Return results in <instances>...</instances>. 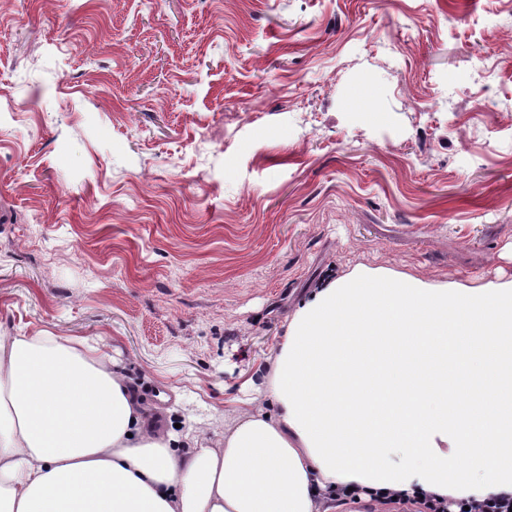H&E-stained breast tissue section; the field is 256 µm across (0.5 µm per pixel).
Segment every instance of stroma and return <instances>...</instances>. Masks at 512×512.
<instances>
[{
  "label": "stroma",
  "instance_id": "obj_1",
  "mask_svg": "<svg viewBox=\"0 0 512 512\" xmlns=\"http://www.w3.org/2000/svg\"><path fill=\"white\" fill-rule=\"evenodd\" d=\"M358 266L512 280V0H0V334L220 434Z\"/></svg>",
  "mask_w": 512,
  "mask_h": 512
}]
</instances>
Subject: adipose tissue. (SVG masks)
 I'll return each mask as SVG.
<instances>
[{"instance_id": "obj_1", "label": "adipose tissue", "mask_w": 512, "mask_h": 512, "mask_svg": "<svg viewBox=\"0 0 512 512\" xmlns=\"http://www.w3.org/2000/svg\"><path fill=\"white\" fill-rule=\"evenodd\" d=\"M259 398L181 456L99 347L0 336V512H339L512 496V281L355 268L295 308ZM390 448L404 449L393 465Z\"/></svg>"}]
</instances>
